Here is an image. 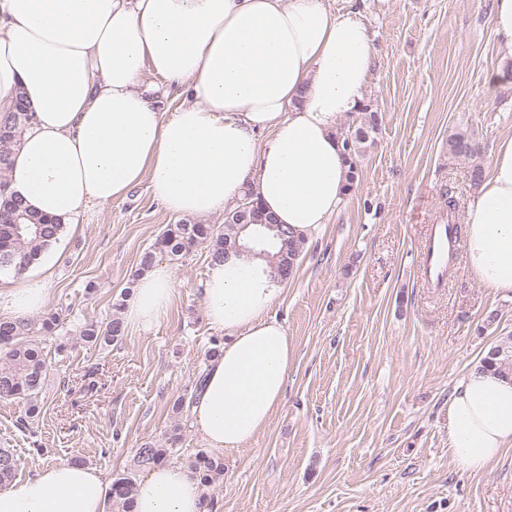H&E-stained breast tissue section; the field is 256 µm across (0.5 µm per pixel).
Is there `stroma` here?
I'll list each match as a JSON object with an SVG mask.
<instances>
[{
	"label": "stroma",
	"mask_w": 512,
	"mask_h": 512,
	"mask_svg": "<svg viewBox=\"0 0 512 512\" xmlns=\"http://www.w3.org/2000/svg\"><path fill=\"white\" fill-rule=\"evenodd\" d=\"M327 2L333 13L358 7L373 39L365 103L381 125L356 188L305 243L271 308L295 351L285 395L246 448L224 454L211 512H512V447L477 474L448 454V397L512 337V297L482 288L461 257L444 287H427L419 273L443 193L466 207L473 164H487L512 134V86L483 88L488 69H512L496 50L492 0ZM461 130L480 145L477 160L449 155L448 138ZM176 221L144 183L93 207L24 275L0 273L5 283H44L49 309L66 311L60 335L43 344L50 370L27 429L18 426L23 403L0 399V448L18 459L16 482L75 459L108 481L136 472L138 448L177 421L172 463L202 449L173 405L190 397L216 335L199 291L206 246L169 262L174 298L151 328L127 325L106 349L77 333L107 321L141 254Z\"/></svg>",
	"instance_id": "obj_1"
}]
</instances>
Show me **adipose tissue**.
I'll list each match as a JSON object with an SVG mask.
<instances>
[{"label": "adipose tissue", "instance_id": "1", "mask_svg": "<svg viewBox=\"0 0 512 512\" xmlns=\"http://www.w3.org/2000/svg\"><path fill=\"white\" fill-rule=\"evenodd\" d=\"M376 56L358 11L325 0H0V104L32 119L6 193L33 214L84 223L93 205L149 181L165 209L205 218L245 185L296 236L320 232L347 184L339 119L357 111ZM190 103L163 107L162 85ZM466 261L484 288L512 296V135L495 145L468 202ZM280 290L265 257L213 262L201 290L224 333L191 408L203 443L233 452L270 422L293 346L270 310ZM172 274L154 264L124 317L148 328L168 311ZM42 284L0 289V318L42 310ZM512 447V377L472 369L448 398V452L475 473ZM94 467L59 462L0 489V512H104ZM187 467L137 482L133 512H203Z\"/></svg>", "mask_w": 512, "mask_h": 512}]
</instances>
